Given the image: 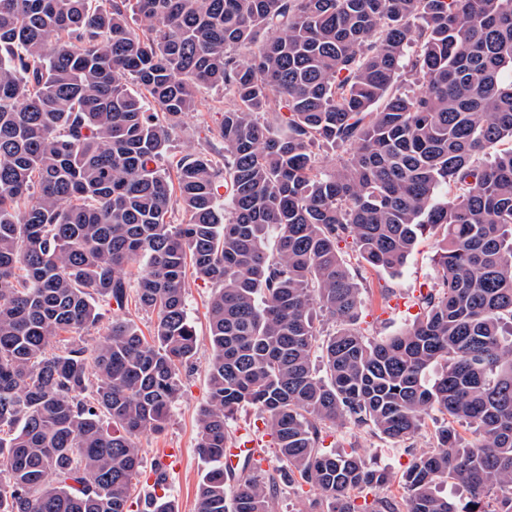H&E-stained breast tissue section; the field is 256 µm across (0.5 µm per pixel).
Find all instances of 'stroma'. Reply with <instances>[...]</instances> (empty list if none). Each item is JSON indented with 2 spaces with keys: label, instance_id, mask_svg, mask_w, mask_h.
I'll list each match as a JSON object with an SVG mask.
<instances>
[{
  "label": "stroma",
  "instance_id": "obj_1",
  "mask_svg": "<svg viewBox=\"0 0 512 512\" xmlns=\"http://www.w3.org/2000/svg\"><path fill=\"white\" fill-rule=\"evenodd\" d=\"M198 111L189 113L183 124L172 136L167 160H175L188 153H213L219 143L214 133L224 118V93L215 88H204L199 93ZM443 238L442 230H434L420 237L405 266L397 273L377 271L362 266L350 246H343V257L352 274L362 286L363 306L360 328L373 339L393 335L411 324L420 312L418 296L431 290L436 283L434 258ZM213 292L210 282L189 278L185 303L188 318L197 336V354L191 369L184 374L181 395L175 403L168 424L163 432H144L138 442L144 457V466L134 482L129 500L130 512H139L146 494L153 492L155 473L153 467L158 456L174 448L180 454L177 470L165 476V496L175 501L178 512H196L197 488L204 469L196 453L198 415L208 401L207 366L212 357L207 309ZM100 321L93 327L72 332L71 337L87 347L99 344L115 316H124L137 324L142 332H150L154 323L151 314L128 302L124 309L105 299H96ZM444 417L432 413L426 417L421 432L408 444L383 438L367 429L336 428L325 438L327 449L347 451L357 449L367 460L385 468L391 475L388 491L402 496L399 484L401 473L409 466L414 453L434 448V430L442 425ZM231 439L247 435L257 441L260 467L265 471L278 469L273 438L269 428L251 408L239 410L228 421Z\"/></svg>",
  "mask_w": 512,
  "mask_h": 512
}]
</instances>
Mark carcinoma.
<instances>
[{
	"instance_id": "obj_1",
	"label": "carcinoma",
	"mask_w": 512,
	"mask_h": 512,
	"mask_svg": "<svg viewBox=\"0 0 512 512\" xmlns=\"http://www.w3.org/2000/svg\"><path fill=\"white\" fill-rule=\"evenodd\" d=\"M204 87L227 100L223 160L183 156L173 180L158 160ZM322 144L345 148L329 171ZM437 227V287L370 340L339 244L396 272ZM189 273L214 285L197 512H271L297 478L326 512H512V0H0V512H127L138 435L165 429L196 355ZM133 286L151 338L115 318L49 351ZM243 407L274 474L224 471ZM433 410L406 496L357 503L390 474L322 433L406 441ZM230 441L237 440L240 436H254L257 440L260 469L272 471L281 465L276 455L273 438L270 429L263 423L256 411L251 408L240 409L231 416L228 421ZM243 432V433H242ZM253 440H243L239 445H230L224 448V469L234 467L237 458L242 455H249L257 450Z\"/></svg>"
}]
</instances>
